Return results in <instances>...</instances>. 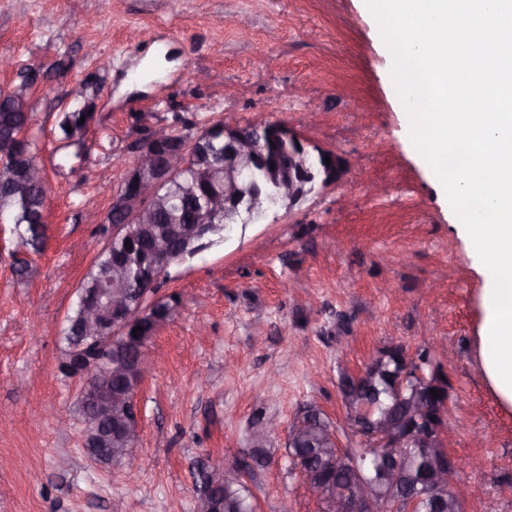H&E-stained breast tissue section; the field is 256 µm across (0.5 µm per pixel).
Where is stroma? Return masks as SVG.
I'll return each mask as SVG.
<instances>
[{"instance_id": "1", "label": "stroma", "mask_w": 512, "mask_h": 512, "mask_svg": "<svg viewBox=\"0 0 512 512\" xmlns=\"http://www.w3.org/2000/svg\"><path fill=\"white\" fill-rule=\"evenodd\" d=\"M0 90L26 87L46 174V243L25 251L0 224V512H194L198 472L224 446L250 451L257 418L278 433L247 479L256 512H329L287 455L307 407L359 448L339 382L375 352L430 345L448 377L450 456L467 461L463 512H512V403L484 371V288L492 276L414 149L364 0H0ZM40 77L25 85L31 65ZM94 119L81 147L62 113ZM281 122L340 155L348 174L292 212L236 225L193 260L172 264L157 295L175 311L149 342L158 364L140 385L134 459L93 462L79 380L58 369L60 330L106 247L85 201L109 213L151 127L225 114ZM26 264L18 275V264Z\"/></svg>"}]
</instances>
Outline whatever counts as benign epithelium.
Masks as SVG:
<instances>
[{"mask_svg":"<svg viewBox=\"0 0 512 512\" xmlns=\"http://www.w3.org/2000/svg\"><path fill=\"white\" fill-rule=\"evenodd\" d=\"M273 139L276 154L281 159L265 183L252 179L253 168L266 160L265 145ZM330 163H324V158ZM12 163L23 169L25 184L39 187L44 182L43 170L35 160L25 156L12 157ZM344 160L335 152L310 146L288 126L273 122L246 125L231 115L224 116V183L208 198L206 209L189 218V223L172 228L165 237H158L143 251L147 261L141 264L137 287H127L129 260L121 257L108 267L106 286L79 288L77 317L69 320L72 344L66 349L60 363L61 370L81 380L79 402L87 411L86 441L99 445V459H110L114 454L133 455L132 442L140 432L137 395L140 384L151 370L154 360L148 351V337L132 336L134 323L151 310L157 285L168 268L177 262L192 259L218 242L224 241L228 224L214 222L220 213L238 214L242 223L250 224L256 218L284 209L288 212L302 204L308 196L327 188L340 178L345 170ZM187 172L182 151L161 154L147 145L138 149L136 164L127 172L123 187L112 199V209L120 212L123 220L112 225V238L135 239L143 228L142 221L152 217L155 207V189L172 178ZM399 399L409 412L421 416L422 388L426 384L445 385L446 375L438 370L425 374L417 367L395 373ZM118 382L112 386V382ZM375 407L360 402L355 417L360 424L355 432L362 448L358 455L370 460L379 473L368 478L355 471L349 487L308 486L310 494L334 506V512H397L399 501L392 498L388 488L397 485L405 459L401 448H428L433 467L427 484L428 493L447 490L459 494L451 478L455 473L454 460L448 456V403H443L438 416L440 423L425 425L406 432L399 420L384 416L373 420ZM316 409L303 411L297 425L290 430L288 447L301 448L307 443ZM276 429L274 420L264 421L253 433L255 448H264ZM239 449L226 446L228 464L220 471L213 487L230 484L239 477L235 462Z\"/></svg>","mask_w":512,"mask_h":512,"instance_id":"1","label":"benign epithelium"}]
</instances>
